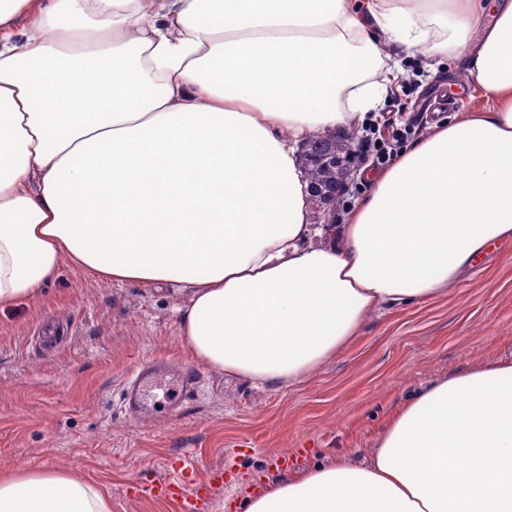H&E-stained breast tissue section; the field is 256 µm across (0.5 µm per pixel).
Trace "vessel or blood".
<instances>
[{
	"instance_id": "1",
	"label": "vessel or blood",
	"mask_w": 512,
	"mask_h": 512,
	"mask_svg": "<svg viewBox=\"0 0 512 512\" xmlns=\"http://www.w3.org/2000/svg\"><path fill=\"white\" fill-rule=\"evenodd\" d=\"M167 374L177 379L174 393L167 397L169 407L174 411L183 409L195 393L197 376L191 370L175 369L162 362L149 363L126 382L122 390L125 409L138 419L149 415L157 402L154 391L161 387L162 378ZM173 470V476L168 478L130 484L127 488L128 495L133 498H176L180 500L183 512H203L214 490L224 485L225 472L220 466L211 469L210 479L205 483H197L191 479L186 461H179Z\"/></svg>"
}]
</instances>
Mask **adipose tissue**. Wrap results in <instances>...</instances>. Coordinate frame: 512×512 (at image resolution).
I'll list each match as a JSON object with an SVG mask.
<instances>
[{"label":"adipose tissue","mask_w":512,"mask_h":512,"mask_svg":"<svg viewBox=\"0 0 512 512\" xmlns=\"http://www.w3.org/2000/svg\"><path fill=\"white\" fill-rule=\"evenodd\" d=\"M405 50L465 60L491 105L438 121L310 244L296 146L381 108ZM511 242L512 0H0V310L66 263L187 285L189 358L273 390ZM238 510L512 512V358L413 393L366 460ZM0 512L112 506L80 473L16 468Z\"/></svg>","instance_id":"1"}]
</instances>
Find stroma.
<instances>
[{
	"instance_id": "1",
	"label": "stroma",
	"mask_w": 512,
	"mask_h": 512,
	"mask_svg": "<svg viewBox=\"0 0 512 512\" xmlns=\"http://www.w3.org/2000/svg\"><path fill=\"white\" fill-rule=\"evenodd\" d=\"M408 108L451 83L458 111L489 107L466 84L464 61L430 69L404 57ZM174 285L105 282L62 266L42 300L0 311V467L76 469L104 488L112 512H182L173 498L127 496L143 477L168 476L184 456L195 481L224 466L230 480L210 512L287 471L368 456L384 422L411 393L473 365L512 355V264L480 258L447 294L383 309L358 339L308 381L256 389L199 368L192 409L140 424L124 411L125 378L155 359L185 363Z\"/></svg>"
}]
</instances>
